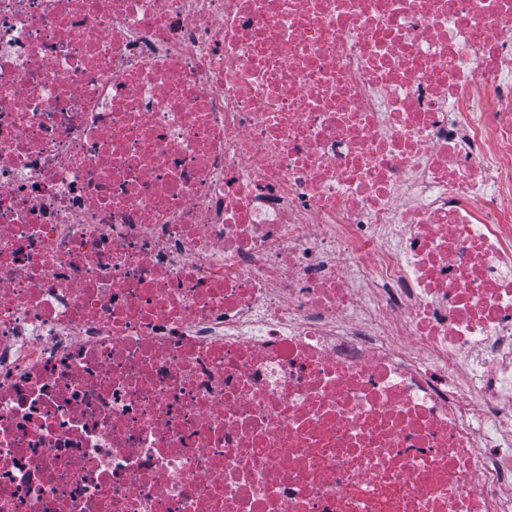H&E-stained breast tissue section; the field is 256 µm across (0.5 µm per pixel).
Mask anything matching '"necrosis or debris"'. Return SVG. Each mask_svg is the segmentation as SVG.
<instances>
[{"label":"necrosis or debris","mask_w":512,"mask_h":512,"mask_svg":"<svg viewBox=\"0 0 512 512\" xmlns=\"http://www.w3.org/2000/svg\"><path fill=\"white\" fill-rule=\"evenodd\" d=\"M0 512H512V0H0Z\"/></svg>","instance_id":"1"}]
</instances>
